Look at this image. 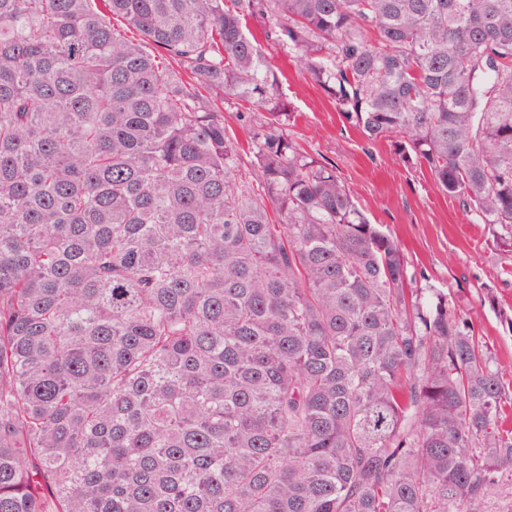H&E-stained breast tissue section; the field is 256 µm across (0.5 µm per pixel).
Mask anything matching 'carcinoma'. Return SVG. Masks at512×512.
<instances>
[{
  "mask_svg": "<svg viewBox=\"0 0 512 512\" xmlns=\"http://www.w3.org/2000/svg\"><path fill=\"white\" fill-rule=\"evenodd\" d=\"M257 15L512 250V0H0V512H512L497 363L294 143ZM253 109L254 107H252L251 103L238 99L224 101L223 105L224 123L228 130L236 135L246 152L248 149L245 129L243 127L251 117L252 119H261V114L259 112H252L254 111Z\"/></svg>",
  "mask_w": 512,
  "mask_h": 512,
  "instance_id": "obj_1",
  "label": "carcinoma"
}]
</instances>
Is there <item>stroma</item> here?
<instances>
[{"label": "stroma", "mask_w": 512, "mask_h": 512, "mask_svg": "<svg viewBox=\"0 0 512 512\" xmlns=\"http://www.w3.org/2000/svg\"><path fill=\"white\" fill-rule=\"evenodd\" d=\"M246 28L280 80L288 132L312 157L335 168L371 223L397 239L417 286L443 290L461 310L512 393V251L499 247L458 198L438 191L431 175L399 142H371L337 112L332 99L296 70L281 45L268 40L262 19Z\"/></svg>", "instance_id": "stroma-1"}]
</instances>
